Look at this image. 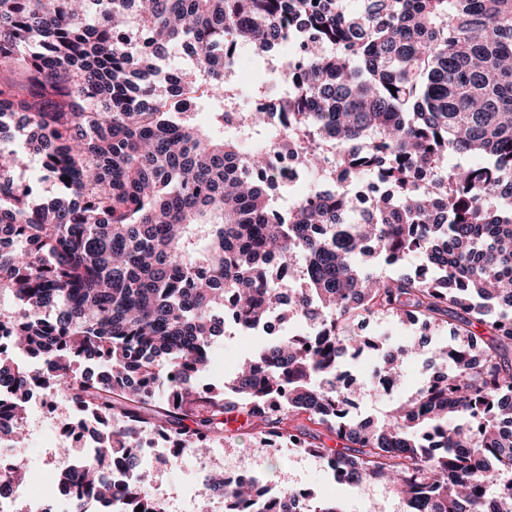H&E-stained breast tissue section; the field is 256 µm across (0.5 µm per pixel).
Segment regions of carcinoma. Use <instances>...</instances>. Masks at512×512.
Instances as JSON below:
<instances>
[{
  "instance_id": "obj_1",
  "label": "carcinoma",
  "mask_w": 512,
  "mask_h": 512,
  "mask_svg": "<svg viewBox=\"0 0 512 512\" xmlns=\"http://www.w3.org/2000/svg\"><path fill=\"white\" fill-rule=\"evenodd\" d=\"M236 45L264 65L294 50L275 149L316 170L334 148L337 184L290 207L261 143L189 119L209 102L220 129L267 127L265 112L224 111ZM175 48L195 63L171 65ZM16 123L27 143L0 157V291L18 310H0V330L36 363L0 355V443L24 439L38 387L89 413L97 449L63 475L67 512L93 496L167 512L142 442L205 454L239 407L258 433L332 460L340 483L388 487L403 512H512V0H0V140ZM29 156L55 198L15 182ZM372 174L385 189L358 221L343 183ZM376 256L419 266L384 278L366 269ZM296 258L303 282L286 296ZM285 296L319 334L263 341L222 387L193 383L225 317L261 326ZM376 317L419 340L349 332ZM440 325L454 344L432 359L447 370L379 423L347 416L363 390L342 382L348 350L369 346L397 373ZM301 416L342 447L312 442L291 424ZM23 471H0V499ZM206 481L224 512H267L284 494L259 477ZM290 512L343 509L310 491Z\"/></svg>"
}]
</instances>
